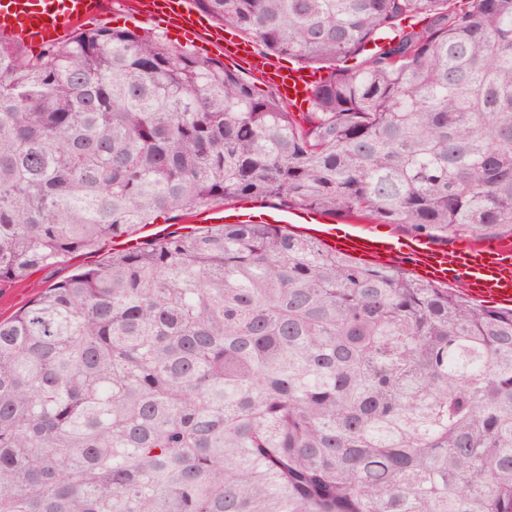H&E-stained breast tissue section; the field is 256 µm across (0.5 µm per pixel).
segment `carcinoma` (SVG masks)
<instances>
[{"label": "carcinoma", "mask_w": 512, "mask_h": 512, "mask_svg": "<svg viewBox=\"0 0 512 512\" xmlns=\"http://www.w3.org/2000/svg\"><path fill=\"white\" fill-rule=\"evenodd\" d=\"M310 111L149 33L0 38V281L216 201L512 233V0H196ZM0 512H512V309L276 224L113 251L0 321Z\"/></svg>", "instance_id": "obj_1"}]
</instances>
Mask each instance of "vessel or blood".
<instances>
[{"label": "vessel or blood", "instance_id": "vessel-or-blood-1", "mask_svg": "<svg viewBox=\"0 0 512 512\" xmlns=\"http://www.w3.org/2000/svg\"><path fill=\"white\" fill-rule=\"evenodd\" d=\"M105 13V0H0V37L38 49L62 40L74 28L99 19ZM153 16L193 35L206 23L194 10L191 0H157ZM211 36L226 58L246 63L263 80L273 84L282 96L307 99L318 80L303 69H280L257 57L249 43L236 39L222 29H212ZM308 224L328 240L337 252L367 261L392 255L411 259L418 277L433 282L462 281L469 295L477 301L489 300L512 308V247L503 244H464L450 249L439 247L424 235L406 239L357 228L337 232L323 215L309 214Z\"/></svg>", "mask_w": 512, "mask_h": 512}]
</instances>
